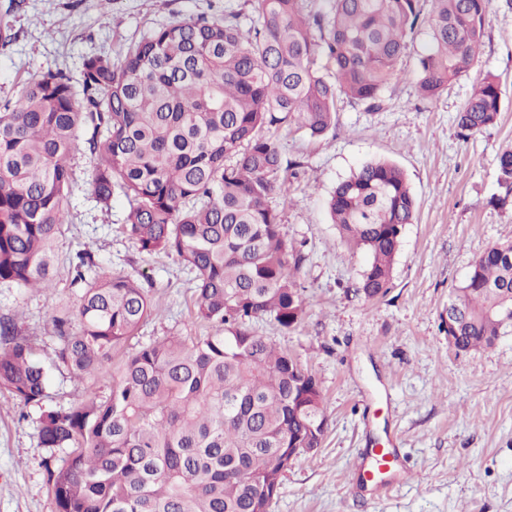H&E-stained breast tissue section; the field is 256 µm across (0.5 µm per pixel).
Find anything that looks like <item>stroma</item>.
<instances>
[{
    "instance_id": "35a3bbf8",
    "label": "stroma",
    "mask_w": 512,
    "mask_h": 512,
    "mask_svg": "<svg viewBox=\"0 0 512 512\" xmlns=\"http://www.w3.org/2000/svg\"><path fill=\"white\" fill-rule=\"evenodd\" d=\"M9 13L12 39L0 43V101L16 99L24 82L47 70L79 81L85 57H120L149 30L175 18L222 19L226 8L249 12L245 0H20ZM427 28L408 37L401 75L379 109L342 97L336 128L322 138L278 133L299 161L280 207L284 237L303 262L305 316L291 329L263 317L253 332L268 337L315 377L324 396L326 431L316 451L295 458L269 512H512V335L492 347L458 352L448 344V300L474 259L512 243V201L499 205L497 156L512 148V0H491L475 67L431 101L414 86ZM497 78L496 122L465 134L455 120L474 85ZM385 159L405 173L417 199L405 225L386 296L356 292L369 257L343 242L327 210L336 184L363 164ZM69 222L56 241L52 287L0 285V316L15 317L20 336L50 363L52 317L76 309L69 261L91 249L103 267L142 280L154 312L124 354L162 336H202L192 318L193 276L163 254L139 253L123 232L127 204L111 208L92 195L93 161L85 144L71 160ZM116 367L83 384L51 365L44 406L69 407L85 389L107 396ZM41 407H23L0 390V512H52L46 466H61L69 449L40 447ZM397 449L401 485L369 499L356 472L373 448Z\"/></svg>"
}]
</instances>
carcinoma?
<instances>
[{"instance_id":"cac0c4a2","label":"carcinoma","mask_w":512,"mask_h":512,"mask_svg":"<svg viewBox=\"0 0 512 512\" xmlns=\"http://www.w3.org/2000/svg\"><path fill=\"white\" fill-rule=\"evenodd\" d=\"M247 0L256 16L171 21L123 58H86L81 90L62 70L30 78L0 104V284L48 288L54 244L69 223L71 155L80 132L93 158L92 190L128 204L124 233L142 253L174 257L194 274V317L205 336L141 346L110 394L91 390L66 409L45 408L43 448H71L46 467L54 512H255L278 495L271 473L290 448L324 436L318 383L288 353L254 333L262 316L301 322V255L281 233L275 197L288 199L275 132L321 137L344 95L370 108L400 76L408 34L429 42L418 60L419 96L436 98L468 74L482 45L489 0ZM501 111L492 75L456 115L470 134ZM501 203L512 196V148L497 156ZM328 211L340 237L370 257L356 291L386 295L417 201L395 164L371 161L340 181ZM76 314L52 320L55 364L83 381L112 365L152 315L142 283L82 250L69 262ZM456 347H491L512 331V243L474 260L457 289ZM48 371L11 319H0V389L41 405Z\"/></svg>"}]
</instances>
